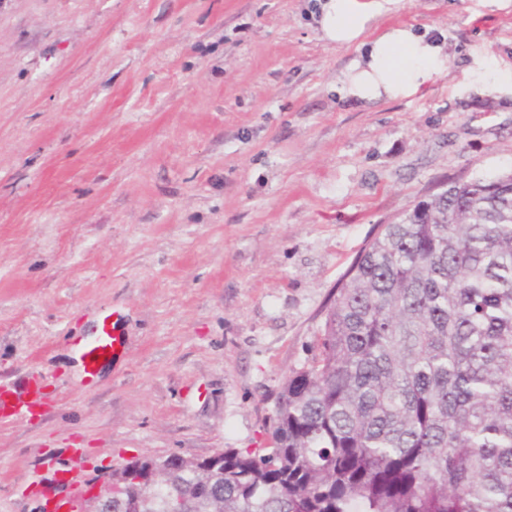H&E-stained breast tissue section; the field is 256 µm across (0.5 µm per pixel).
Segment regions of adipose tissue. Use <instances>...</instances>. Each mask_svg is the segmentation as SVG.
I'll list each match as a JSON object with an SVG mask.
<instances>
[{"mask_svg": "<svg viewBox=\"0 0 512 512\" xmlns=\"http://www.w3.org/2000/svg\"><path fill=\"white\" fill-rule=\"evenodd\" d=\"M397 2L321 0L318 24L324 39L358 52L340 87L344 97L362 104L407 97L446 68L442 46L409 27H391L364 41L365 31Z\"/></svg>", "mask_w": 512, "mask_h": 512, "instance_id": "ef3b65f1", "label": "adipose tissue"}]
</instances>
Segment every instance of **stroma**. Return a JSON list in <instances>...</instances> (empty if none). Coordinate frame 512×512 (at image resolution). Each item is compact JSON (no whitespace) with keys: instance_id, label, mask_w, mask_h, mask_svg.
I'll return each mask as SVG.
<instances>
[{"instance_id":"35a3bbf8","label":"stroma","mask_w":512,"mask_h":512,"mask_svg":"<svg viewBox=\"0 0 512 512\" xmlns=\"http://www.w3.org/2000/svg\"><path fill=\"white\" fill-rule=\"evenodd\" d=\"M318 0H0V382L52 404L0 421V512L85 451L253 448L380 225L448 181L512 170V0H400L447 70L363 105ZM120 310L86 386L73 343Z\"/></svg>"}]
</instances>
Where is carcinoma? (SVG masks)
Instances as JSON below:
<instances>
[{
    "label": "carcinoma",
    "mask_w": 512,
    "mask_h": 512,
    "mask_svg": "<svg viewBox=\"0 0 512 512\" xmlns=\"http://www.w3.org/2000/svg\"><path fill=\"white\" fill-rule=\"evenodd\" d=\"M291 370L263 448H226L104 512H512V172L384 224ZM148 459L113 476L147 477Z\"/></svg>",
    "instance_id": "1"
}]
</instances>
